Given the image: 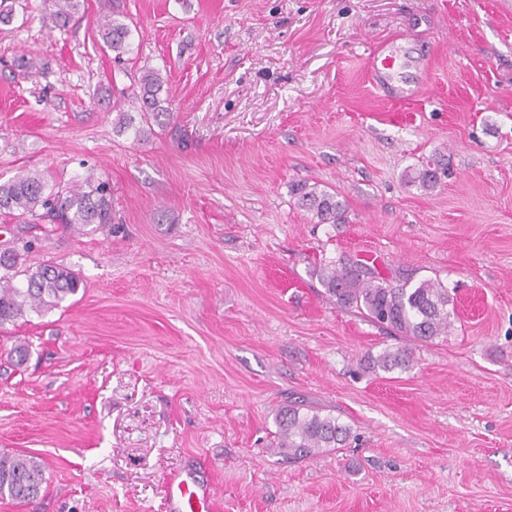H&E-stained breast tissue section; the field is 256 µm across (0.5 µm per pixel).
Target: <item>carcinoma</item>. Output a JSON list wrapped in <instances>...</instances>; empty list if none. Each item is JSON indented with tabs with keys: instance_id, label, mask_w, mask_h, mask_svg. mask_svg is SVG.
I'll list each match as a JSON object with an SVG mask.
<instances>
[{
	"instance_id": "carcinoma-1",
	"label": "carcinoma",
	"mask_w": 512,
	"mask_h": 512,
	"mask_svg": "<svg viewBox=\"0 0 512 512\" xmlns=\"http://www.w3.org/2000/svg\"><path fill=\"white\" fill-rule=\"evenodd\" d=\"M79 0H54L51 13L53 25L69 27ZM98 23V35L104 46L120 61L130 52L131 30L104 0ZM165 80L153 69H146L138 78V89L133 91L134 111L118 110L117 127L140 142L158 133H169L176 138L177 129L173 100L164 90ZM440 159L432 158L409 177V182L430 190L438 184ZM297 205L319 224H340L344 217V203L334 192L317 185H294ZM63 228L91 231L112 230V203L106 185L99 183L89 192L60 197L48 191V184L39 172L20 170L12 178L0 181V212L18 218L36 215ZM32 248V241L19 239L0 242V329L26 320L31 313L41 315L56 309L70 295L78 292L82 281L71 269L52 263L28 265L23 253ZM325 293L336 305L346 311L357 312L371 322L400 336V339L431 343L448 335L451 316L448 309L454 297L448 287L431 279L415 280L412 271L397 269L382 271L377 262L357 255L342 253L326 261L316 271ZM411 352L406 348L384 349L369 357V368L388 373L410 366ZM276 447L288 452V459L306 460L345 447L351 436V427L331 414L290 404L275 414ZM45 482V466L29 455L0 456V498L33 500L40 494Z\"/></svg>"
}]
</instances>
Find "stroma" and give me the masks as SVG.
<instances>
[{
    "instance_id": "obj_1",
    "label": "stroma",
    "mask_w": 512,
    "mask_h": 512,
    "mask_svg": "<svg viewBox=\"0 0 512 512\" xmlns=\"http://www.w3.org/2000/svg\"><path fill=\"white\" fill-rule=\"evenodd\" d=\"M0 27V178L112 189L111 232L7 227L78 292L0 331V455L46 466L0 512H169L166 483L202 458L223 512H512V0H117L114 62L99 0L53 28L52 0ZM429 56L400 108L367 73L382 47ZM160 71L187 147L119 132L142 69ZM436 188L406 176L435 154ZM336 192L314 223L294 184ZM375 253L456 293L448 335L374 373L388 330L314 274ZM27 345L23 366L10 352ZM349 424L348 448L293 462L274 413ZM103 10L98 23V35L104 46L112 51L114 59L121 61L123 56L130 52L131 30L124 20L120 19L110 0H104Z\"/></svg>"
}]
</instances>
